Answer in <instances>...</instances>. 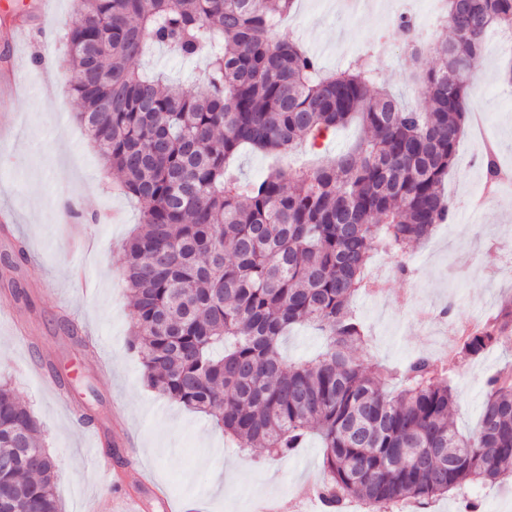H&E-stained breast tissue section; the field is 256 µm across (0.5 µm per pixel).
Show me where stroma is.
Instances as JSON below:
<instances>
[{
	"mask_svg": "<svg viewBox=\"0 0 512 512\" xmlns=\"http://www.w3.org/2000/svg\"><path fill=\"white\" fill-rule=\"evenodd\" d=\"M399 0H371L361 10L339 0H298L281 26L282 37L298 39L328 70L343 68L356 56L404 104L421 109L426 98L408 73L403 36L396 27ZM72 0H0V209L12 212L9 233L0 232V380L13 387L38 419L44 443L57 464L56 495L62 512H87L97 499H142L144 512H167L166 503L192 497L199 512H254L268 498L278 512H319L316 489L325 477L318 439L287 457L271 460L263 449L242 451L225 442L208 417L159 395L142 380L137 356L128 348L130 309L121 276L123 241L138 227L140 203L118 194L115 175L89 145L76 116L80 106L63 91L46 90L42 70L27 67L40 56L33 36L75 21ZM512 58L486 41L479 62L481 90L476 111L482 131L466 129L453 168L442 187L456 203L455 221L438 225L407 253L408 275L396 274L394 255H373L370 269L385 278L382 295L356 297L368 344L360 358L375 356L389 365L417 352L435 353V332L417 321L420 309L451 308V331L492 315L512 299V179L494 187L476 211L460 208L481 193V158L494 146L502 169L512 175V84L503 69ZM79 198L87 219L83 230L94 244L71 250L68 227L59 220L64 200ZM27 247L24 263L11 268L2 256L16 240ZM94 281L85 294L72 282L74 265ZM20 286L23 297L12 288ZM98 336L106 371L87 361L60 326V316ZM35 360H49L76 380L68 398L51 379L31 371ZM512 367V344L472 361L452 358L448 375L457 393L453 419L465 434L475 430L485 382ZM93 407L96 421L79 423L75 408ZM112 441L122 461L102 475L91 445ZM149 487H142V480ZM157 486L162 497L150 493Z\"/></svg>",
	"mask_w": 512,
	"mask_h": 512,
	"instance_id": "stroma-1",
	"label": "stroma"
}]
</instances>
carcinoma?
Masks as SVG:
<instances>
[{
    "mask_svg": "<svg viewBox=\"0 0 512 512\" xmlns=\"http://www.w3.org/2000/svg\"><path fill=\"white\" fill-rule=\"evenodd\" d=\"M63 30V91L125 194L143 202L123 245L130 292L129 350L145 381L212 417L237 448L271 459L315 433L328 508L358 500L396 512L454 490L476 512L475 487L512 478V370L485 384L479 427L464 435L443 366L419 353L399 367L354 356L366 342L351 303L365 291L371 253L396 256L455 212L442 193L474 96L472 78L492 30L512 32V0H446L428 49L429 108L402 105L352 60L324 70L280 23L295 0H75ZM408 64L421 69L418 24ZM150 44L206 65L193 88L134 66ZM357 120V144L314 169L271 167L242 182L232 167L249 147L276 158L316 146ZM488 182L501 177L489 150ZM300 324L325 336L311 361L290 363L280 342ZM512 334V301L461 340L469 361ZM0 512H60L56 462L41 426L0 384Z\"/></svg>",
    "mask_w": 512,
    "mask_h": 512,
    "instance_id": "carcinoma-1",
    "label": "carcinoma"
}]
</instances>
